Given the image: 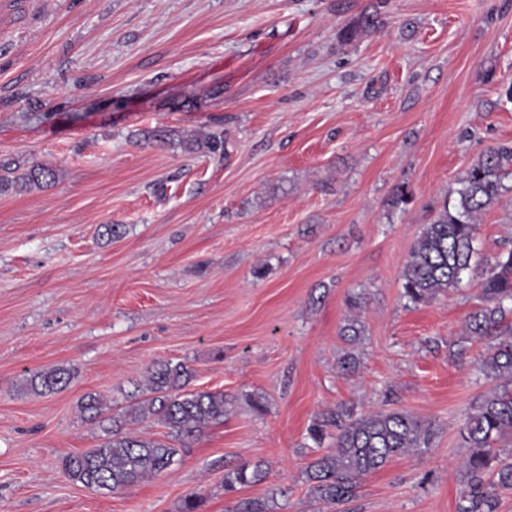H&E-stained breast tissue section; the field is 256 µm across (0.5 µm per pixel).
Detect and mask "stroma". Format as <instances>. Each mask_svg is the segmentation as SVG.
Returning <instances> with one entry per match:
<instances>
[{"instance_id":"35a3bbf8","label":"stroma","mask_w":512,"mask_h":512,"mask_svg":"<svg viewBox=\"0 0 512 512\" xmlns=\"http://www.w3.org/2000/svg\"><path fill=\"white\" fill-rule=\"evenodd\" d=\"M45 2L0 38V163L55 172L0 195V512H179L190 495L198 512L244 498L317 512L306 430L341 404L437 430L426 453L364 476L349 512H457L458 429L491 383L489 340L455 344L512 244V201L480 216L460 287L414 305L401 275L432 206L512 142V0ZM373 11L374 31L339 41ZM187 130L223 135V153L184 150ZM400 187L411 201L395 207ZM168 359L192 368L189 390L234 398L223 423L124 493L72 481L64 459L102 435L82 399L127 406ZM56 366L76 372L66 389H23ZM245 462L266 479L225 493Z\"/></svg>"}]
</instances>
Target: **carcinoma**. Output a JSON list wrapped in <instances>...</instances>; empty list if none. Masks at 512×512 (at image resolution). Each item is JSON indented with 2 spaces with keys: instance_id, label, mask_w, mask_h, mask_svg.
I'll return each mask as SVG.
<instances>
[{
  "instance_id": "1",
  "label": "carcinoma",
  "mask_w": 512,
  "mask_h": 512,
  "mask_svg": "<svg viewBox=\"0 0 512 512\" xmlns=\"http://www.w3.org/2000/svg\"><path fill=\"white\" fill-rule=\"evenodd\" d=\"M378 26V13L363 14L339 32L348 44ZM188 152L224 153V137L208 134L181 139ZM0 194L41 187L54 171L34 163L24 172L0 166ZM512 173V144L500 143L485 151L459 180L433 214L414 244L402 270L403 295L414 304L429 303L448 288L459 287L471 271L478 230L477 217L501 201L509 191L503 183ZM481 304L464 321L460 342L491 337L497 340L479 360V371L497 385L471 404L459 429L460 445L468 449L461 462L466 490L458 512H499L502 495L512 491V249L498 254L480 280ZM74 378L66 367L37 371L27 385L41 395L65 388ZM192 371L184 362L155 364L148 372L142 399L109 418L102 443L69 456L65 472L83 486L119 494L142 480L168 469L187 441L224 420L233 398L220 391L186 390ZM147 419L161 424V438L130 432L132 422ZM431 424L401 410L380 409L356 414L349 407L319 412L308 427V438L321 453L307 466L309 496L328 512H345L360 479L392 459L431 447ZM334 443L323 447L326 439ZM262 464L243 463L224 474V490L262 482Z\"/></svg>"
}]
</instances>
